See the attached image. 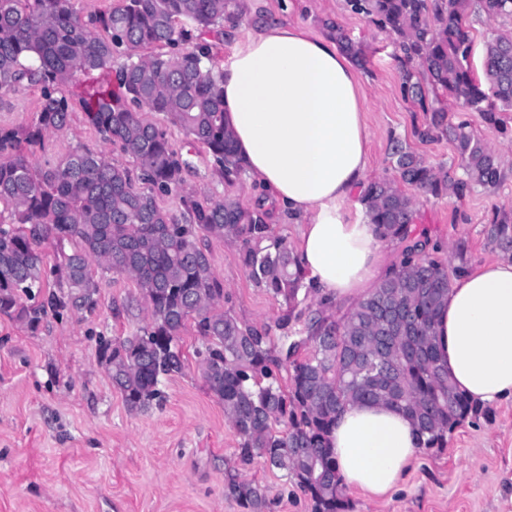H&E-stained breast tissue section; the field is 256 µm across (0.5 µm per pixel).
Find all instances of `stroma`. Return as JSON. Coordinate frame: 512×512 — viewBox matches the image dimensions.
<instances>
[{"label": "stroma", "instance_id": "stroma-1", "mask_svg": "<svg viewBox=\"0 0 512 512\" xmlns=\"http://www.w3.org/2000/svg\"><path fill=\"white\" fill-rule=\"evenodd\" d=\"M242 0L236 23L210 34L224 62L258 27L288 21L323 35V20L341 25L365 44L371 63L363 70V111L370 131V177L385 175L390 137L407 142L449 180L461 178L448 139L423 142L417 129L429 117L400 92V62L392 38L368 18L352 13L345 0ZM39 92L27 86L0 91V125L32 123ZM454 119L470 121L497 154L506 177L491 190L463 196L419 197L416 234L441 242L440 261L477 267L497 260L484 227L496 210L512 209V112L505 128L481 114L458 108ZM154 121L191 164L186 187L200 196L220 197L224 179L203 148L163 116ZM83 146L123 162L120 151L102 141L82 112L68 129L50 134L36 154L51 166L73 147ZM465 253H458V244ZM214 272L224 287L221 312L258 329L275 326L286 314L281 300L258 288L239 259V246L206 239ZM149 321L135 283L105 274L94 311L68 309L48 315L37 329L0 316V512H246L224 490L225 463L237 446L224 406L209 391L197 352L203 340L194 323L182 333L187 358L182 374L163 378L162 406L130 411L101 358L103 342L134 335ZM269 490L267 512H309L282 471L256 461L243 470ZM512 496V400L465 420L443 451H422L407 488L389 500L347 491L349 512H501Z\"/></svg>", "mask_w": 512, "mask_h": 512}]
</instances>
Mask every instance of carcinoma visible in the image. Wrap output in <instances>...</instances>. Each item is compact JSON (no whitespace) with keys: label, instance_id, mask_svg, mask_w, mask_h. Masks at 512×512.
I'll return each instance as SVG.
<instances>
[{"label":"carcinoma","instance_id":"1","mask_svg":"<svg viewBox=\"0 0 512 512\" xmlns=\"http://www.w3.org/2000/svg\"><path fill=\"white\" fill-rule=\"evenodd\" d=\"M235 0H120L82 14L71 0H0V90L27 84L40 91L36 120L0 126V315L36 327L61 308L93 311L100 288L92 266L126 276L143 292L148 324L104 344V360L127 406L142 410L164 399L161 379L183 373L181 333L188 320L206 340L197 351L210 392L238 438L241 468L261 458L281 470L309 502L310 512H345V487L332 456L336 416L356 403L395 407L415 424L421 447L442 449L448 435L482 408L457 391L439 363L434 320L448 299L452 267L429 256V240L414 236L417 195L448 192L441 174L399 138L389 140L393 177L370 180L359 201L380 238L399 247L388 276L342 317L306 304L313 294L294 248L267 224V212L248 210L233 196L200 199L183 188L187 160L146 114H161L212 156L224 183L245 172L224 125L222 73L205 39L233 19ZM473 0H348L394 37L403 57L400 89L416 110L430 113L422 140L454 145L473 186L503 180L495 151L466 121L448 115L463 104L485 122L504 127L512 112V30L484 42L483 77L471 63L467 16ZM491 20L512 19V0H478ZM327 35L355 65L368 59L341 26ZM196 37L185 52L170 54ZM125 62L113 68L115 58ZM107 75L83 87L78 104L102 140L132 158L137 175L101 152L73 148L58 164L33 162L46 134L64 128L73 111L76 76ZM174 193L176 212L158 196ZM240 245L254 284L280 298L288 314L279 336L217 312L224 288L199 233ZM486 244L512 258V211L485 227ZM51 249L47 254L45 249ZM65 292L42 299L49 276ZM291 368L282 386L279 370ZM304 448L303 457L288 453ZM228 493L247 509L265 512L267 489L227 473Z\"/></svg>","mask_w":512,"mask_h":512}]
</instances>
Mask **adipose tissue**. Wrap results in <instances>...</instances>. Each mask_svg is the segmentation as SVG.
<instances>
[{"mask_svg":"<svg viewBox=\"0 0 512 512\" xmlns=\"http://www.w3.org/2000/svg\"><path fill=\"white\" fill-rule=\"evenodd\" d=\"M221 70L224 121L250 181L302 220L307 283L336 302L364 298L388 243L343 209L369 174L359 71L334 41L291 23L258 28ZM434 335L457 390L487 407L512 399V261L454 276ZM331 443L344 487L377 499L401 488L421 453L407 415L372 403L338 414Z\"/></svg>","mask_w":512,"mask_h":512,"instance_id":"adipose-tissue-1","label":"adipose tissue"}]
</instances>
